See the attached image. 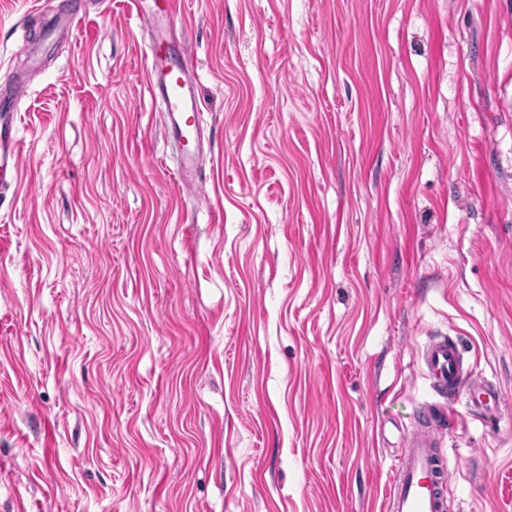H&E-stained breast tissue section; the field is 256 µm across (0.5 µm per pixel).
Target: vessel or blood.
Segmentation results:
<instances>
[{
  "mask_svg": "<svg viewBox=\"0 0 512 512\" xmlns=\"http://www.w3.org/2000/svg\"><path fill=\"white\" fill-rule=\"evenodd\" d=\"M146 89L159 106L160 129L178 146L174 174L180 186L198 187L196 155L202 130V109L191 77L187 45L156 31L145 50ZM21 85L0 91V176L19 172L20 144L16 122L22 99ZM423 360L437 392L447 399L466 394L472 412L482 416L503 400L499 388L464 382L462 361L455 342L446 336L430 339ZM448 469L440 454L431 423L417 426L404 438V450L393 470L386 512H447Z\"/></svg>",
  "mask_w": 512,
  "mask_h": 512,
  "instance_id": "b4317fda",
  "label": "vessel or blood"
}]
</instances>
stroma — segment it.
I'll return each instance as SVG.
<instances>
[{"instance_id": "obj_1", "label": "stroma", "mask_w": 512, "mask_h": 512, "mask_svg": "<svg viewBox=\"0 0 512 512\" xmlns=\"http://www.w3.org/2000/svg\"><path fill=\"white\" fill-rule=\"evenodd\" d=\"M155 27L0 0V512H385L446 407L448 512H512V0H181L198 192ZM444 335L499 410L434 391ZM146 89L162 112L160 129L166 141L178 145L174 175L180 186L197 188L196 156L203 127L202 109L191 77L187 44L177 45L155 30L145 50ZM23 86L16 84L9 93L0 90V180L9 171L18 174L21 165L16 122Z\"/></svg>"}]
</instances>
